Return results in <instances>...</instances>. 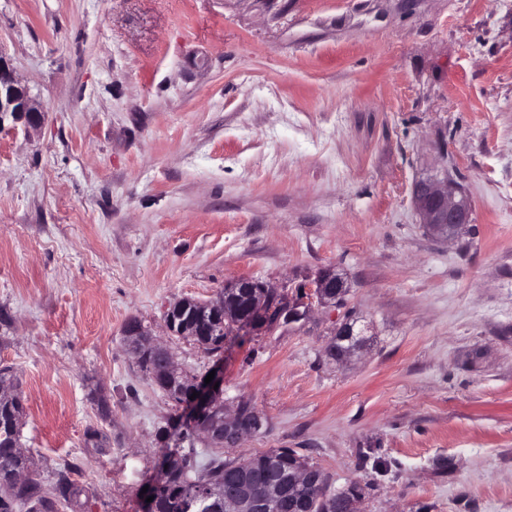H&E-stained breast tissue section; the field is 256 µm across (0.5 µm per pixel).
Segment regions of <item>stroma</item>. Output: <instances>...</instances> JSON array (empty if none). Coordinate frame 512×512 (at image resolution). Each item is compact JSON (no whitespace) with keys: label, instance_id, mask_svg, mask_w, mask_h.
<instances>
[{"label":"stroma","instance_id":"35a3bbf8","mask_svg":"<svg viewBox=\"0 0 512 512\" xmlns=\"http://www.w3.org/2000/svg\"><path fill=\"white\" fill-rule=\"evenodd\" d=\"M0 54L43 107L0 130V366L43 484L141 512L182 410L125 323L202 377L169 304L333 266L338 305L230 338L224 410L268 426L225 457L295 449L360 512H512V0H0ZM444 177L452 241L412 199ZM348 316L370 343L328 359ZM413 203L423 224L428 225L433 236L441 239L456 237L459 229L472 222L470 202L459 195L448 178L416 184Z\"/></svg>","mask_w":512,"mask_h":512}]
</instances>
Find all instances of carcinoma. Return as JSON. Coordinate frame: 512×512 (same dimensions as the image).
I'll list each match as a JSON object with an SVG mask.
<instances>
[{"mask_svg":"<svg viewBox=\"0 0 512 512\" xmlns=\"http://www.w3.org/2000/svg\"><path fill=\"white\" fill-rule=\"evenodd\" d=\"M194 309L196 305L187 303L170 315L173 333H178L182 324L192 318ZM198 331L194 343L209 355L220 354L224 350V309H213ZM134 354L140 370L152 378L173 403L187 397L191 389L190 376L173 382L163 375L165 349L142 345ZM0 383L10 385L14 391L10 399L0 401V512H20L22 504L27 502L38 507L37 512H64L66 509L89 512V498L84 496L83 487L71 479V466L59 471L48 488L36 477L32 456L19 450L20 428L25 416L23 392L6 367L0 368ZM303 462L305 457L292 448H275L246 458L226 459L224 444L214 443L208 463L201 466L197 450L191 445L178 452L168 481L157 490L154 512H201L205 507L210 512H224V500L210 495L212 488L241 484L254 490V477L268 467L274 466L286 475ZM24 472L30 476L22 483L19 477Z\"/></svg>","mask_w":512,"mask_h":512,"instance_id":"cac0c4a2","label":"carcinoma"}]
</instances>
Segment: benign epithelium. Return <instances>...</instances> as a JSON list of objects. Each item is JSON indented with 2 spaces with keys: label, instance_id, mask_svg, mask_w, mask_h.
I'll list each match as a JSON object with an SVG mask.
<instances>
[{
  "label": "benign epithelium",
  "instance_id": "benign-epithelium-1",
  "mask_svg": "<svg viewBox=\"0 0 512 512\" xmlns=\"http://www.w3.org/2000/svg\"><path fill=\"white\" fill-rule=\"evenodd\" d=\"M38 112L26 88L0 56V129L9 117L15 120L24 114L31 119ZM413 203L431 234L441 239L455 237L459 229L472 222L470 202L446 178L416 184ZM226 288L253 290L248 315L228 321L224 325V333L228 334L235 328L246 331L260 323L275 324L282 318L292 322L300 320L316 306L341 301L347 291V283L336 269L326 268L303 284L301 290L290 298L276 290L271 292L267 285H257L252 278L244 276L226 284ZM354 327L355 324L347 319L336 329V336L344 343L341 348L344 357L365 346ZM212 369L215 370L213 382L207 384L203 378L195 379L193 391L198 396L183 402V405L191 409V423L199 426V433L208 439L222 440L226 446H234L243 437L262 429L261 415H256V423L250 430L240 426L241 414L238 409L232 415L224 416L223 420H218L214 412L224 408V401L221 400L222 388H214V383L224 384L222 362L216 361ZM266 486L265 494L259 497L233 496L224 499L225 512H278L281 480L270 472L266 474Z\"/></svg>",
  "mask_w": 512,
  "mask_h": 512
}]
</instances>
